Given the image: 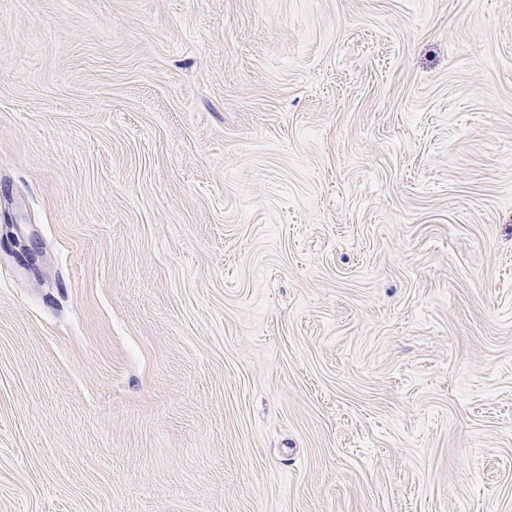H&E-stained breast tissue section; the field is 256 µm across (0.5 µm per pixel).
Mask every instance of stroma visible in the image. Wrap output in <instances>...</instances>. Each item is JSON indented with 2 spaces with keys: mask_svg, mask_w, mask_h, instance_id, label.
<instances>
[{
  "mask_svg": "<svg viewBox=\"0 0 512 512\" xmlns=\"http://www.w3.org/2000/svg\"><path fill=\"white\" fill-rule=\"evenodd\" d=\"M0 512H512V0H0Z\"/></svg>",
  "mask_w": 512,
  "mask_h": 512,
  "instance_id": "obj_1",
  "label": "stroma"
}]
</instances>
